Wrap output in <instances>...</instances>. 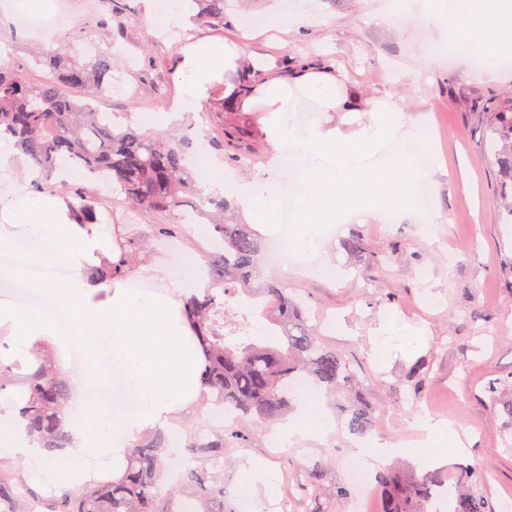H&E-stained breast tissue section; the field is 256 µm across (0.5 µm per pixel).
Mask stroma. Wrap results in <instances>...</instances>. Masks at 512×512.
I'll return each mask as SVG.
<instances>
[{
  "instance_id": "obj_1",
  "label": "stroma",
  "mask_w": 512,
  "mask_h": 512,
  "mask_svg": "<svg viewBox=\"0 0 512 512\" xmlns=\"http://www.w3.org/2000/svg\"><path fill=\"white\" fill-rule=\"evenodd\" d=\"M295 2L311 13L312 24L246 42L247 53L271 61L288 76L306 66L341 70L345 88L365 102L392 95L407 115L436 127L438 139L431 149L440 168L423 215L400 213L389 224L350 215L315 238L306 258L315 273L301 276L293 267L265 262L261 276L295 291L310 324L350 362L375 406V425L364 441L398 448L403 486L413 487L436 470L451 481L457 466L478 463L485 478L476 492L496 512L502 498L512 497V447L503 444V417L484 387L512 373V224L496 221L500 199L483 155L482 107L487 99L512 91V65L477 69L470 58L450 56L439 28L419 19L426 0H399L395 27L380 19L389 0ZM130 5L134 15L122 35L99 41L112 48V76L119 88L98 108L137 119L145 112L169 110L174 103L179 48L153 41L144 0H130ZM279 6V0H227L223 26H201L196 33L230 40L238 36L245 14L274 12ZM192 112L196 123L223 132L224 145L215 154L226 168L243 176L262 173L272 145L261 107L225 111L224 91L218 86L212 103ZM94 188L112 236L145 231L141 218L126 219L122 196L101 182ZM209 234L207 224L185 225L179 255H169L163 240L153 241L150 255L179 266L183 258L199 256V245ZM355 235L360 248L351 253L345 244ZM392 319L418 328L416 342L395 337L380 347L379 338ZM419 360L426 369L414 385L406 377ZM428 410L462 422L466 454L439 465L422 463L413 416ZM318 411L329 431L290 443L274 441L280 425L250 418L237 423L246 440L230 442L224 452L228 490L237 493L244 480L242 463L249 457L265 462L275 482L272 490H258L247 499V512H274L284 497L291 512H305L292 492L304 482L307 467L322 459L330 463V482L345 481L344 450L364 441L348 432L326 398H319Z\"/></svg>"
}]
</instances>
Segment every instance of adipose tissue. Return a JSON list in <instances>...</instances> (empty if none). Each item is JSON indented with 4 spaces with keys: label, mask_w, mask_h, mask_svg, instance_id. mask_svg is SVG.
<instances>
[{
    "label": "adipose tissue",
    "mask_w": 512,
    "mask_h": 512,
    "mask_svg": "<svg viewBox=\"0 0 512 512\" xmlns=\"http://www.w3.org/2000/svg\"><path fill=\"white\" fill-rule=\"evenodd\" d=\"M423 21L446 27L458 52L470 46L487 51L512 49V0H433ZM178 104L201 103L216 82L224 84V105L233 112L263 105V121L273 150L267 177L247 178L209 155L198 156L195 177L206 191L234 197L250 224L278 220L280 188L273 173L285 157L300 159L303 191L295 202L296 230L291 248L303 253L315 230L347 213L375 209L387 196L414 200L433 168H420L423 151L418 121L406 117L391 99L373 101L370 120L355 134L312 121L298 126L299 101L321 112L357 111L356 95L342 92L332 71L301 72L294 82L262 74L255 57L240 42L197 40L183 46L176 60ZM400 140L404 155L387 167L369 158ZM115 245L98 210L74 215L51 193L31 198L26 185L0 196V255H19L0 266L1 283H24L49 307L25 298L0 300V328L6 329L20 363L32 361L30 349L43 344L61 354L60 370L72 394L65 447L45 452L12 427L0 428V459H23L27 478L67 489L121 479L137 437L166 429L175 415L195 413L201 393V351L183 317V297L204 287L206 271L192 261L166 272L158 290L143 293L130 280L96 281L93 271L113 258ZM420 447L461 454L459 423L421 417Z\"/></svg>",
    "instance_id": "ef3b65f1"
}]
</instances>
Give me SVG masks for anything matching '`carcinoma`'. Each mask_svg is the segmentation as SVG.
<instances>
[{"mask_svg": "<svg viewBox=\"0 0 512 512\" xmlns=\"http://www.w3.org/2000/svg\"><path fill=\"white\" fill-rule=\"evenodd\" d=\"M198 10L190 16L193 26L224 25L226 0H195ZM131 19L128 0H103L97 17L73 27L65 36L72 44L95 32L112 35V20ZM95 56L85 65L77 63L66 46L37 49L33 67L43 73L32 82L11 65L0 66V137L13 141L36 173L39 189L54 187L53 174L62 163L82 171L89 181L105 180L112 190L140 215L154 219L149 231L118 244L120 255L94 270L101 280L124 276L138 258L146 241L173 236L181 229L187 206L208 217L213 249L203 253L211 283L185 299L183 314L202 350L200 377L205 395L235 418L251 416L265 424L280 421L291 407L293 383L307 376L313 385L333 395L338 416L356 435L368 434L375 407L357 387L349 363L308 324L294 293L277 282L259 279L258 258L265 250L264 238L250 225L237 222L233 202L224 196L203 197L190 168L192 142L172 143L165 134H149L127 122L114 124L96 111L91 101L112 93V54L90 43ZM74 87L78 96L60 92ZM485 157L493 168L498 191L506 200L500 219L512 224V94L488 105ZM74 203L70 208L91 209L97 203L90 186L63 190ZM245 296L259 300L266 321L262 335L276 337L235 341V331H226L228 299ZM35 361L26 371L14 362L0 360V391L16 384L26 389L27 400L18 409L15 422L20 431L51 452L69 439L63 411L71 398L69 384L60 375L51 354L38 345ZM492 403L501 407L512 423V379L492 380L485 386ZM177 433L149 434L130 450L126 475L109 483L65 491L41 499L21 479L0 471V512H180L191 500L198 512H238L237 500L224 485V434L214 432L191 437L185 449L189 462L178 484L164 492L161 479L164 454ZM479 467L460 468L451 485L455 492L453 512H487L483 497L473 487L483 481ZM383 488L380 512H420V506L445 486L439 474H430L409 490L401 488L395 472L375 476ZM327 468L315 463L306 471L301 487L310 500L307 512H324L321 498H347L353 494L346 483L326 485Z\"/></svg>", "mask_w": 512, "mask_h": 512, "instance_id": "cac0c4a2", "label": "carcinoma"}]
</instances>
